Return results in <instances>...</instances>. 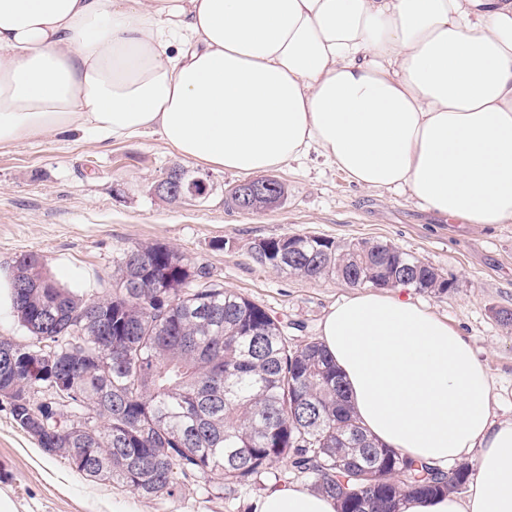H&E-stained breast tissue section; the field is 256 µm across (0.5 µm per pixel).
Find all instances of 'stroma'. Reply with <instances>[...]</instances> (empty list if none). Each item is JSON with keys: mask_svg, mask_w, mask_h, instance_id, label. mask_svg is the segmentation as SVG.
I'll use <instances>...</instances> for the list:
<instances>
[{"mask_svg": "<svg viewBox=\"0 0 512 512\" xmlns=\"http://www.w3.org/2000/svg\"><path fill=\"white\" fill-rule=\"evenodd\" d=\"M175 166L204 180L202 198L171 203L155 194ZM274 174L286 187L282 203L252 214L224 203L243 175L187 165L153 138L96 143L48 134L0 148V282L8 283L19 256L37 251L60 285L101 295L111 290L124 249L162 243L287 323L298 344L319 337L330 307L354 289L333 277L308 280L260 266L252 244L295 234L387 242L454 278L442 297L412 287L407 293L470 339L492 376L497 418L511 419L512 327L497 314L512 312V223L442 217L401 192L359 188L313 154ZM277 479L295 476L280 463L274 474L230 490L200 474L174 497H147L44 455L0 400V489L18 512H253Z\"/></svg>", "mask_w": 512, "mask_h": 512, "instance_id": "1", "label": "stroma"}]
</instances>
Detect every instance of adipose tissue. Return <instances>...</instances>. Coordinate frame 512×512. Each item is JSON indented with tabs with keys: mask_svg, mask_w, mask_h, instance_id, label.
Listing matches in <instances>:
<instances>
[{
	"mask_svg": "<svg viewBox=\"0 0 512 512\" xmlns=\"http://www.w3.org/2000/svg\"><path fill=\"white\" fill-rule=\"evenodd\" d=\"M152 136L259 176L315 152L363 189L512 223V0H0V146ZM320 340L368 433L469 491L403 512H512V419L454 327L396 292L334 305ZM254 512H336L299 482Z\"/></svg>",
	"mask_w": 512,
	"mask_h": 512,
	"instance_id": "ef3b65f1",
	"label": "adipose tissue"
}]
</instances>
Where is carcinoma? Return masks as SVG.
I'll return each instance as SVG.
<instances>
[{"label":"carcinoma","instance_id":"1","mask_svg":"<svg viewBox=\"0 0 512 512\" xmlns=\"http://www.w3.org/2000/svg\"><path fill=\"white\" fill-rule=\"evenodd\" d=\"M252 257L309 280L448 293L437 269L382 242L295 234L254 243ZM10 285L28 341L0 338V398L48 456L82 474L170 498L181 476L230 488L285 462L336 512H401L469 482L467 463L450 478L369 437L319 339L291 344L267 309L164 244L126 248L101 296L59 286L34 251L17 258Z\"/></svg>","mask_w":512,"mask_h":512}]
</instances>
